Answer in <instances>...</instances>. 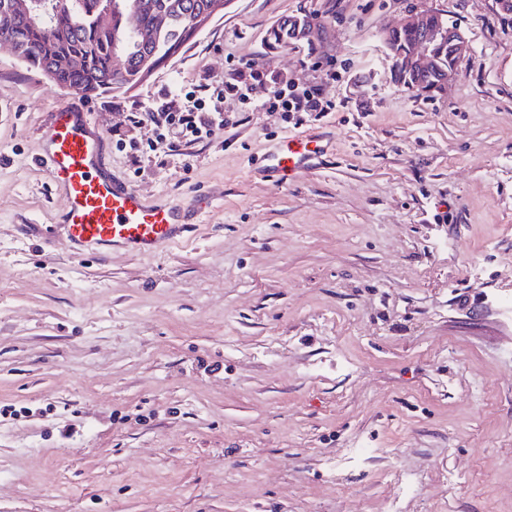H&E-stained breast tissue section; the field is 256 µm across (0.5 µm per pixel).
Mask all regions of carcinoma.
<instances>
[{"instance_id":"cac0c4a2","label":"carcinoma","mask_w":512,"mask_h":512,"mask_svg":"<svg viewBox=\"0 0 512 512\" xmlns=\"http://www.w3.org/2000/svg\"><path fill=\"white\" fill-rule=\"evenodd\" d=\"M117 11L112 18V33H103L90 23L101 7V0H66V8L49 11V27L43 29L14 20L10 29L0 30V44L7 45L27 70L41 73L49 69L56 52L83 54L91 51L89 60L66 69H56L48 80L54 85L81 96H93L112 89L122 81L135 80L141 66L165 65L168 53L188 35L189 20L194 12L208 8L211 0H115ZM133 11L138 18V39L125 26V13ZM165 16L164 27L157 25ZM122 52L132 57L125 75L115 77L113 55Z\"/></svg>"}]
</instances>
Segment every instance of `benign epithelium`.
Here are the masks:
<instances>
[{
    "label": "benign epithelium",
    "mask_w": 512,
    "mask_h": 512,
    "mask_svg": "<svg viewBox=\"0 0 512 512\" xmlns=\"http://www.w3.org/2000/svg\"><path fill=\"white\" fill-rule=\"evenodd\" d=\"M231 2L232 0H214L210 9L192 19L190 36L197 35L216 17L223 15L224 9ZM14 12L34 26L42 27L45 24V11L36 7L35 0H16ZM289 26L296 32L297 38L303 39L311 36L318 22L312 16L298 17ZM400 30L411 32L413 39L398 50L389 41V35ZM382 41L392 61L394 83L419 94L443 90L470 51L469 43L461 30L448 26L447 15L437 11L409 14L398 26L385 29ZM439 47L448 48L446 69L439 66Z\"/></svg>",
    "instance_id": "7a95c632"
}]
</instances>
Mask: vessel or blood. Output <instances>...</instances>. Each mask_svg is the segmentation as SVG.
Returning <instances> with one entry per match:
<instances>
[{
  "instance_id": "vessel-or-blood-1",
  "label": "vessel or blood",
  "mask_w": 512,
  "mask_h": 512,
  "mask_svg": "<svg viewBox=\"0 0 512 512\" xmlns=\"http://www.w3.org/2000/svg\"><path fill=\"white\" fill-rule=\"evenodd\" d=\"M322 137L312 131L283 136L266 153L278 181H292L317 168ZM104 140L92 130L83 107L56 112L43 135L42 159L51 181L65 195L63 228L77 252L120 248L153 255L193 230L184 204L149 202L136 188L104 169Z\"/></svg>"
}]
</instances>
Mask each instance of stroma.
I'll return each mask as SVG.
<instances>
[{
	"label": "stroma",
	"mask_w": 512,
	"mask_h": 512,
	"mask_svg": "<svg viewBox=\"0 0 512 512\" xmlns=\"http://www.w3.org/2000/svg\"><path fill=\"white\" fill-rule=\"evenodd\" d=\"M420 10L471 47L441 93L391 80L381 33ZM305 14L325 37L272 39ZM240 63L320 86L319 168L264 176L294 126L234 97L228 126L175 152L129 122ZM74 103L115 177L208 199L194 232L76 254L39 161L41 124ZM510 295L495 0H232L142 85L87 99L0 44V512H512Z\"/></svg>",
	"instance_id": "stroma-1"
}]
</instances>
